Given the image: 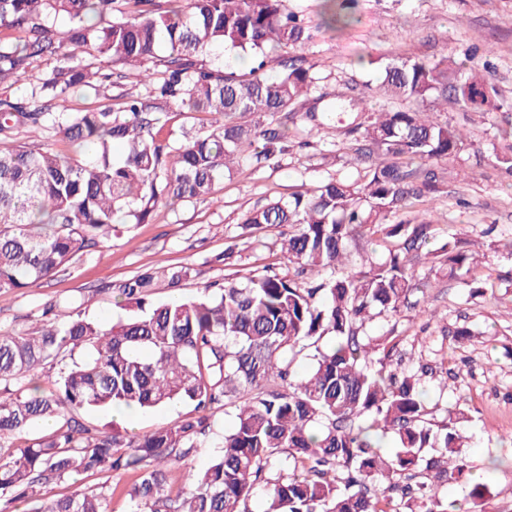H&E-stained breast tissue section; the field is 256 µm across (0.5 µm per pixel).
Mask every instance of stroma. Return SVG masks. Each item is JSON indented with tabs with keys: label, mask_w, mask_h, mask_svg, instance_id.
Listing matches in <instances>:
<instances>
[{
	"label": "stroma",
	"mask_w": 512,
	"mask_h": 512,
	"mask_svg": "<svg viewBox=\"0 0 512 512\" xmlns=\"http://www.w3.org/2000/svg\"><path fill=\"white\" fill-rule=\"evenodd\" d=\"M288 10L304 15L314 38L301 54L319 79L317 93L328 98H364L367 109L391 110L400 103L375 88L381 67L416 57H448L463 71L478 69L499 93L494 112L473 111L455 101L428 100L441 120L459 127L466 140L449 160L439 162L441 191L426 199L418 218L434 217L435 244L456 235L479 242L483 257L472 285L450 281L447 274L420 259L414 275L420 290L410 299L427 308L403 310L396 320L372 321L367 331L393 333L405 359H412L415 336L426 335L437 372L423 386L438 408L460 407L456 425L476 479L488 482L491 493L482 512H512V462L488 471L491 459H512V254L498 241L512 238V0H357L355 21L328 29L320 23L322 0H286ZM145 93L136 71H127L121 87L103 83L100 94L78 91L64 104L78 112L114 104L118 91ZM303 112L288 121V149L263 167L243 166L225 175L214 194L192 202L160 205L145 224L116 225L110 241L91 249L65 270L39 286L0 293V333L27 330L43 311L68 301L83 318L109 323L132 314L117 287L145 268L183 267L178 287L160 283L155 302L174 297L196 298L206 286L222 287L270 269L289 277L293 269L281 251L280 229L246 228L253 210L301 187L331 178L359 179L368 165L358 159L353 142L339 124L307 137ZM239 251L225 259L227 242ZM175 403L137 411L133 420H115L111 411L82 412L87 426L143 434L177 421L191 411ZM232 423L216 409L213 432L202 447L173 470L174 487L187 485L204 469Z\"/></svg>",
	"instance_id": "35a3bbf8"
}]
</instances>
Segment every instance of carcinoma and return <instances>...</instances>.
<instances>
[{"instance_id": "obj_1", "label": "carcinoma", "mask_w": 512, "mask_h": 512, "mask_svg": "<svg viewBox=\"0 0 512 512\" xmlns=\"http://www.w3.org/2000/svg\"><path fill=\"white\" fill-rule=\"evenodd\" d=\"M0 0V27L20 33L0 41V291L31 288L90 248L112 238L120 220L144 224L158 203L212 193L224 175L261 167L284 151L286 132L260 118L290 113L306 101L315 77L288 48L311 39L304 19L284 0ZM325 22L348 25L345 0H324ZM66 17L65 31L53 29ZM215 47L249 55L243 70L215 68ZM159 75L146 95L123 94L116 106L53 112L11 93L12 77L30 82L31 99L64 102L75 90L99 91L82 54ZM44 56L49 72L33 71ZM379 93L409 109L355 119L346 134L372 159L359 181L330 179L246 215L251 228L288 226L283 243L294 275L266 272L215 295L156 304L154 290L177 286L186 271L144 270L118 286L136 308L107 327L66 310L32 331L0 334V501L33 504L30 512H111L116 493L132 512H251L254 490L267 491L264 512H454L441 488L470 474L456 424L462 411L434 421L422 378L435 366L424 352L409 374L398 342H374L366 324L397 318L418 289L411 262L421 255L468 281L476 267L451 236L435 250L431 220L387 223L438 190L430 165L463 146L457 127L432 118L424 102L455 97L483 112L499 108L497 90L476 72L458 77L447 57L406 59L383 67ZM206 114V127L181 141L159 117L163 105ZM342 103L305 112L318 127ZM48 137L15 144L22 128ZM125 154L119 160L112 146ZM387 243L386 257L353 258L348 241L364 234ZM87 351L82 359L75 353ZM304 376L291 364L304 351ZM70 360L46 392L47 364ZM184 402L192 412L146 434L96 432L64 410L152 409ZM234 406L221 451L188 490L169 475L206 440L215 407ZM55 431L18 446L4 439L36 424ZM396 447L383 448L379 434ZM85 473L134 474L129 485L103 484L47 497L41 488Z\"/></svg>"}]
</instances>
